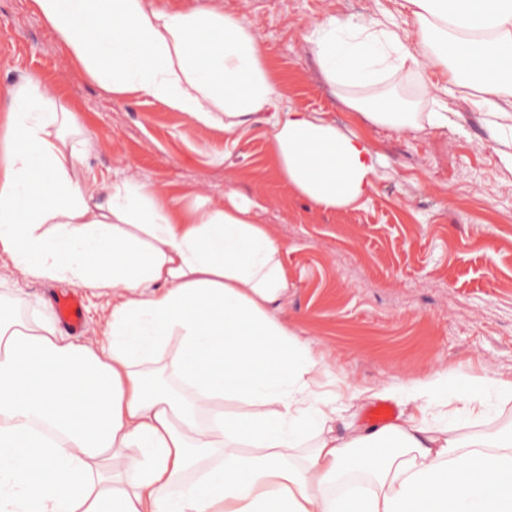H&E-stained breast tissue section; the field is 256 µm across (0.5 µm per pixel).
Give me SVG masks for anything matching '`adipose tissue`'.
<instances>
[{
	"instance_id": "adipose-tissue-1",
	"label": "adipose tissue",
	"mask_w": 512,
	"mask_h": 512,
	"mask_svg": "<svg viewBox=\"0 0 512 512\" xmlns=\"http://www.w3.org/2000/svg\"><path fill=\"white\" fill-rule=\"evenodd\" d=\"M113 99L151 98L231 134L266 120L280 179L322 211L373 187L370 143L316 113L278 110L245 16L224 0H30ZM412 37L330 16L308 40L351 111L409 132L448 124L445 95L475 90L492 125L512 106V0H405ZM403 75L417 101L381 90ZM428 106L425 114L417 102ZM6 269L112 300L103 346L0 298V512H512V431L458 437L410 419L338 436L316 362L280 318L282 248L256 199H172L127 179L99 201L39 78L0 115ZM512 380L424 381L411 400L483 416ZM245 402L243 414L225 399Z\"/></svg>"
}]
</instances>
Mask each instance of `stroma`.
I'll return each mask as SVG.
<instances>
[{
    "instance_id": "stroma-1",
    "label": "stroma",
    "mask_w": 512,
    "mask_h": 512,
    "mask_svg": "<svg viewBox=\"0 0 512 512\" xmlns=\"http://www.w3.org/2000/svg\"><path fill=\"white\" fill-rule=\"evenodd\" d=\"M403 0H224L248 18L283 83V105L315 112L371 144L380 162L374 189L345 210L324 212L289 194L274 174L265 122L243 132L191 126L151 99L113 101L74 64L29 0H0V109L27 76L45 82L56 107L90 140L73 136L87 179L101 187L128 178L177 197L219 198L228 190L262 197L264 218L285 250L289 291L281 316L315 355L316 392L340 406L338 430L364 427L374 390L438 377L512 378V169L472 91L449 96L447 126L408 134L368 123L323 81L310 22L391 19L410 32ZM77 295V341L100 344L111 308L105 297L66 281L11 275L0 292L30 312L56 317L55 292ZM362 399H351L353 390ZM426 423L459 435L512 425V401L472 423L430 405Z\"/></svg>"
}]
</instances>
